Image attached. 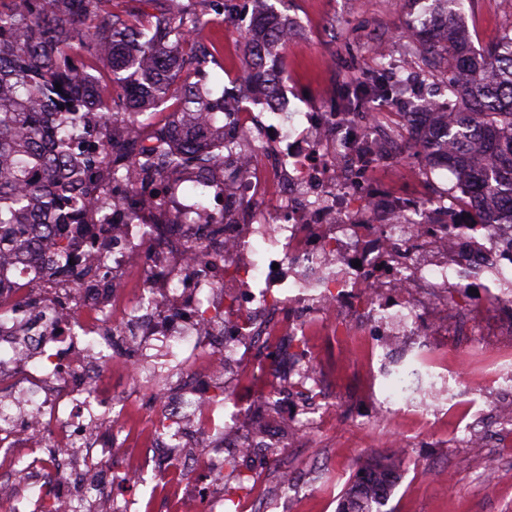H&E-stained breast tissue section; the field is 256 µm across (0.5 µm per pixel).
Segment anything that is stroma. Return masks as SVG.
<instances>
[{
    "label": "stroma",
    "mask_w": 512,
    "mask_h": 512,
    "mask_svg": "<svg viewBox=\"0 0 512 512\" xmlns=\"http://www.w3.org/2000/svg\"><path fill=\"white\" fill-rule=\"evenodd\" d=\"M250 2L238 0L237 20L227 24L217 19L211 0H191L209 18L204 30L207 43L219 49L203 64L214 90L242 73L241 33L254 16ZM275 7L300 26L297 44L282 61L280 90L291 125L303 126L310 112L337 111L347 89L375 69L377 60L368 51L371 43L386 41L392 61L404 59L398 42L403 17L396 0H277ZM464 20L473 45L484 48L512 26V0H474L465 9ZM367 109L377 113L399 148L396 160L365 173L374 191L411 202L427 196L431 184L454 185L448 170L429 168L416 157L399 117L407 109L406 98H378ZM507 342L504 336L483 335L466 345L438 339L441 361L467 375L471 384L432 429L414 417L402 422L375 418L372 396L388 394L389 381L372 379L359 353L329 356L327 369L337 392L353 388L357 396L350 405L331 406L328 424L306 442L284 449V461L300 480L278 493L277 512H336L338 495L371 456L391 457L399 464L401 479L388 502L392 512H512V424L503 423L481 454L465 448L457 437L461 417L475 418L493 404L494 388L480 370ZM488 467L497 474L492 491L483 485L482 473ZM445 474L452 477V484L442 482Z\"/></svg>",
    "instance_id": "stroma-1"
}]
</instances>
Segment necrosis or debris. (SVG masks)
I'll use <instances>...</instances> for the list:
<instances>
[{
    "label": "necrosis or debris",
    "mask_w": 512,
    "mask_h": 512,
    "mask_svg": "<svg viewBox=\"0 0 512 512\" xmlns=\"http://www.w3.org/2000/svg\"><path fill=\"white\" fill-rule=\"evenodd\" d=\"M268 111L224 115V163L131 189L98 176L118 205L108 224L73 225L0 266V506L13 512H273L255 449H270L278 486L293 480L275 449L321 426L336 387L321 357L369 348L378 362L434 337L471 334L459 270L503 263L499 230L448 236L444 200L371 197L355 147L389 160L371 123L314 112L288 127ZM153 113L122 115L127 160L153 147ZM198 182L201 197L180 195ZM418 223H406L408 215ZM93 277L56 270L59 236ZM98 241L88 252L86 236ZM132 390L103 397L105 376ZM275 395L272 420L250 428L238 382ZM235 472L247 487L224 490ZM151 474L142 499L132 474Z\"/></svg>",
    "instance_id": "obj_1"
}]
</instances>
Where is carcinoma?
Segmentation results:
<instances>
[{
  "instance_id": "carcinoma-1",
  "label": "carcinoma",
  "mask_w": 512,
  "mask_h": 512,
  "mask_svg": "<svg viewBox=\"0 0 512 512\" xmlns=\"http://www.w3.org/2000/svg\"><path fill=\"white\" fill-rule=\"evenodd\" d=\"M465 0H399L407 54L444 66L453 111L404 112L414 146L432 168L451 171L456 184L447 211H468L463 227L477 235L486 224L512 225V28L481 52L463 25ZM204 21L182 0H0V249L27 250L48 224H90L116 201L84 185L102 169L132 185L179 168L206 170L204 148L224 141V95L197 74ZM295 35L274 10L254 17L242 34L243 78L233 93L278 98L280 60ZM347 90L341 111L361 112L375 98L407 92L390 63ZM60 89H55V85ZM177 99L172 123L153 131L157 142L134 167L116 166L102 150L71 152L91 124L104 130L114 110H158ZM61 271L79 282L91 267L69 264L58 244ZM399 479L381 460L361 466L341 492L338 512H384Z\"/></svg>"
}]
</instances>
